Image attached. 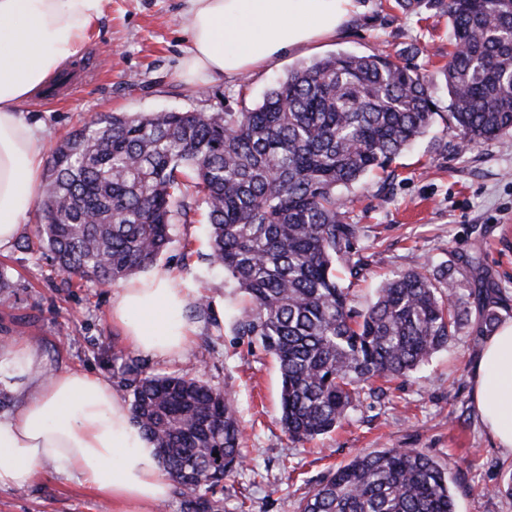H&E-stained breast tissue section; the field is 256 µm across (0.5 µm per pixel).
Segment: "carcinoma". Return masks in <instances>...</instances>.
Wrapping results in <instances>:
<instances>
[{"mask_svg":"<svg viewBox=\"0 0 512 512\" xmlns=\"http://www.w3.org/2000/svg\"><path fill=\"white\" fill-rule=\"evenodd\" d=\"M448 14L453 51L439 72L460 144L512 131V0H398ZM434 77L377 54L338 53L288 71L246 112L100 113L53 152L36 204L45 223L18 244L68 277L112 286L152 267L170 224H209L211 263L245 296L234 330L278 364L282 430L326 434L377 381L407 377L459 334L477 301L479 331L500 323V289L460 287L456 270L411 269L364 310L336 275L359 234L341 187L386 169L433 123ZM131 421L185 495L210 512L213 486L242 463L243 431L224 391L156 375L112 348ZM416 448L360 454L301 501L299 512H455L448 473Z\"/></svg>","mask_w":512,"mask_h":512,"instance_id":"carcinoma-1","label":"carcinoma"}]
</instances>
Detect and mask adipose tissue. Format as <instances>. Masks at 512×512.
I'll use <instances>...</instances> for the list:
<instances>
[{"instance_id":"obj_1","label":"adipose tissue","mask_w":512,"mask_h":512,"mask_svg":"<svg viewBox=\"0 0 512 512\" xmlns=\"http://www.w3.org/2000/svg\"><path fill=\"white\" fill-rule=\"evenodd\" d=\"M105 0H0V252L21 234L42 184L45 143L20 108L41 95L89 44ZM355 0H186L190 47L180 77L188 85L235 78L282 54L334 35ZM189 289L158 267L129 280L111 301L126 344L155 359L181 356L194 328L180 311ZM0 382L16 411L0 416V488L32 483L43 466L76 479L113 512H145L168 498L169 476L132 425L121 394L86 371L48 370L45 356L19 340L0 342ZM474 403L486 430L512 449V321L482 348Z\"/></svg>"}]
</instances>
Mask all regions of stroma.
<instances>
[{
    "label": "stroma",
    "mask_w": 512,
    "mask_h": 512,
    "mask_svg": "<svg viewBox=\"0 0 512 512\" xmlns=\"http://www.w3.org/2000/svg\"><path fill=\"white\" fill-rule=\"evenodd\" d=\"M185 0H105L92 42L60 80L21 108L49 146L94 113L243 112L254 108L288 70L329 55L384 53L434 75L448 60V16L415 12L396 0H358L336 34L276 65L237 79L218 78L190 90L178 77L189 41L181 24ZM438 113L430 131L400 153L387 171L342 190L346 221L358 225L356 251L366 266L350 290L366 308L392 275L421 266H459L478 254L481 271L512 300V133L464 150L448 125V92L435 83ZM205 222L174 224L160 258L182 287L207 296L181 316L194 327L181 357L146 358L156 374H180L232 397L245 432L246 462L210 493L218 512H297L303 496L357 453L416 448L450 474L457 512H512L497 493L512 452L483 430L474 408V371L484 343L475 324L386 396H364L346 422L308 443L292 442L279 424L280 374L275 359L236 336L238 297L221 270L209 266ZM16 286L0 296V339L29 342L55 369L82 370L117 382L113 347L124 346L109 311L114 291L67 279L37 251L0 255ZM102 501L74 480L46 470L32 484L0 489V512H101Z\"/></svg>",
    "instance_id": "stroma-1"
}]
</instances>
